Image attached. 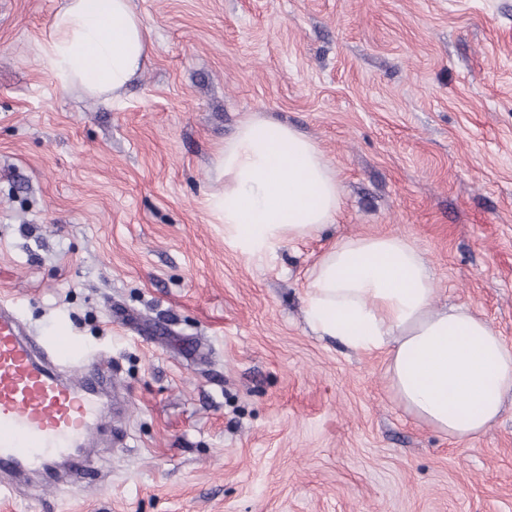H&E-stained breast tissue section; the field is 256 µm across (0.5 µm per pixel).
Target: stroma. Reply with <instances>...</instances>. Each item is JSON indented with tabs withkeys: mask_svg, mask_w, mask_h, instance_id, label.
I'll return each mask as SVG.
<instances>
[{
	"mask_svg": "<svg viewBox=\"0 0 512 512\" xmlns=\"http://www.w3.org/2000/svg\"><path fill=\"white\" fill-rule=\"evenodd\" d=\"M153 40L112 104L40 63L60 0H0V300L110 357L130 409L96 471L0 512H512V406L415 421L386 354L305 318L340 237L394 234L512 347V0H134ZM342 186L335 223L257 264L205 206L245 115Z\"/></svg>",
	"mask_w": 512,
	"mask_h": 512,
	"instance_id": "1",
	"label": "stroma"
}]
</instances>
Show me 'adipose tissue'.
<instances>
[{
	"mask_svg": "<svg viewBox=\"0 0 512 512\" xmlns=\"http://www.w3.org/2000/svg\"><path fill=\"white\" fill-rule=\"evenodd\" d=\"M151 50L133 0H65L41 63L60 86L114 102ZM206 205L225 243L262 263L335 223L341 186L314 142L254 114L217 152ZM435 295L433 273L408 239L341 238L312 268L305 314L314 332L351 350H386L390 387L415 420L475 438L512 398V348L468 307H436Z\"/></svg>",
	"mask_w": 512,
	"mask_h": 512,
	"instance_id": "adipose-tissue-1",
	"label": "adipose tissue"
}]
</instances>
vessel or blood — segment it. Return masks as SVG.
I'll list each match as a JSON object with an SVG mask.
<instances>
[{
  "label": "vessel or blood",
  "mask_w": 512,
  "mask_h": 512,
  "mask_svg": "<svg viewBox=\"0 0 512 512\" xmlns=\"http://www.w3.org/2000/svg\"><path fill=\"white\" fill-rule=\"evenodd\" d=\"M112 363L71 336H36L0 304V491L45 477L50 458L92 469L105 419L118 413Z\"/></svg>",
  "instance_id": "1"
}]
</instances>
